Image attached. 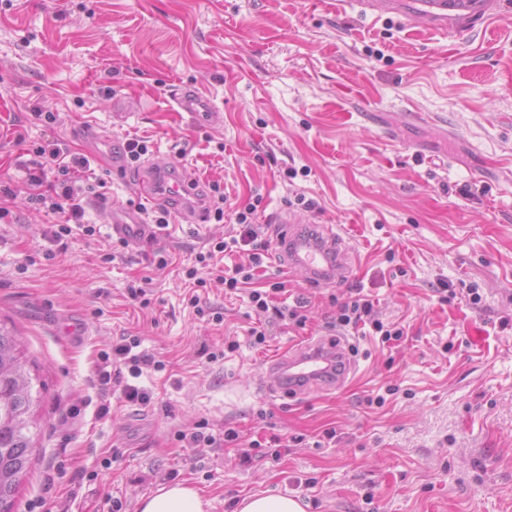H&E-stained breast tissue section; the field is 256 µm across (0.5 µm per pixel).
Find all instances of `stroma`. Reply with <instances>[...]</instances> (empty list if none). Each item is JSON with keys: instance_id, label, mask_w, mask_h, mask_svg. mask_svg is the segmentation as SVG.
Wrapping results in <instances>:
<instances>
[{"instance_id": "35a3bbf8", "label": "stroma", "mask_w": 512, "mask_h": 512, "mask_svg": "<svg viewBox=\"0 0 512 512\" xmlns=\"http://www.w3.org/2000/svg\"><path fill=\"white\" fill-rule=\"evenodd\" d=\"M507 2L488 30L454 38L351 0H0V184L24 194L26 146L56 139L89 154L90 124L117 142L146 138L149 162L219 182L233 206L262 196L267 250L252 285L285 282L309 317L302 329L269 324L255 348L247 329L259 316L245 298L212 283L204 297L223 308L220 323L187 307L183 267L234 224L173 223L111 261L107 210H87L99 237L63 250L50 235L58 216L20 199L0 219V321L18 330L43 402L12 512H99L107 498L137 512L175 483L196 487L208 512H236L253 493L293 496L305 512H512ZM177 84L211 98L218 121L178 111ZM37 109L56 123L35 119ZM91 167L113 208H154L138 192L142 168L121 180L99 157ZM300 195L313 208L297 205ZM287 212L335 226L350 277L315 285L281 262L274 233ZM144 277L145 308L128 295ZM357 296L403 337L332 328ZM71 318L82 344L62 334ZM127 336L163 368L123 372L102 418L98 367ZM334 337L358 350L340 389L293 400L264 390L271 358ZM228 338L239 350L209 362ZM125 384L149 402L127 401ZM198 424L215 444L177 441ZM228 429L237 443H224ZM275 438L276 458L262 452Z\"/></svg>"}]
</instances>
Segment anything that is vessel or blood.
Returning a JSON list of instances; mask_svg holds the SVG:
<instances>
[{
  "label": "vessel or blood",
  "mask_w": 512,
  "mask_h": 512,
  "mask_svg": "<svg viewBox=\"0 0 512 512\" xmlns=\"http://www.w3.org/2000/svg\"><path fill=\"white\" fill-rule=\"evenodd\" d=\"M365 11L377 17L387 16L400 21L416 19L436 33L466 34L487 25L501 10V0H362ZM173 101L178 111L204 124L213 123L218 114L212 101L197 90L174 89ZM164 182V195L171 201L187 202L181 211L183 223H199L206 206L201 185L186 171L175 165L148 166L138 182L141 195L152 196L157 182ZM286 230L278 238L281 261L304 271L309 281H334L337 273L347 269L346 251L333 226H323L321 233L307 235L290 225L288 217H280ZM113 235L130 242L149 238L154 233L141 213L116 210L112 213ZM354 370L348 345L344 340L325 342L319 339L275 356L269 362L262 384L273 394L296 395L312 389H334L341 386Z\"/></svg>",
  "instance_id": "1"
}]
</instances>
